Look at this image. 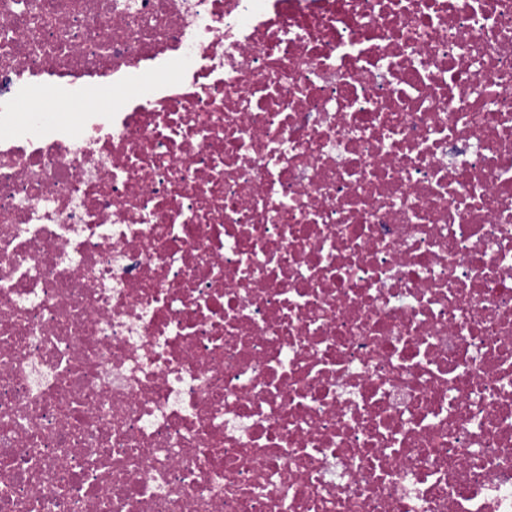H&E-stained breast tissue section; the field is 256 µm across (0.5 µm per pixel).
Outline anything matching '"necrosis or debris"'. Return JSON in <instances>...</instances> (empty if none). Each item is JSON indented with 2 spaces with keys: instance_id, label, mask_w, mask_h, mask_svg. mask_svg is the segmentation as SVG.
<instances>
[{
  "instance_id": "obj_1",
  "label": "necrosis or debris",
  "mask_w": 512,
  "mask_h": 512,
  "mask_svg": "<svg viewBox=\"0 0 512 512\" xmlns=\"http://www.w3.org/2000/svg\"><path fill=\"white\" fill-rule=\"evenodd\" d=\"M0 512H512V0H0ZM63 102L70 104L71 109ZM59 106H61V108H59ZM30 108L31 109L43 108L48 111L51 110V111L59 112V113H69L68 115L66 114L67 116L63 119L65 121H70V119L72 117V112H73L72 101L62 98L53 92H48V93L44 94L43 96L39 97L38 99H36L35 101H33L30 104Z\"/></svg>"
}]
</instances>
